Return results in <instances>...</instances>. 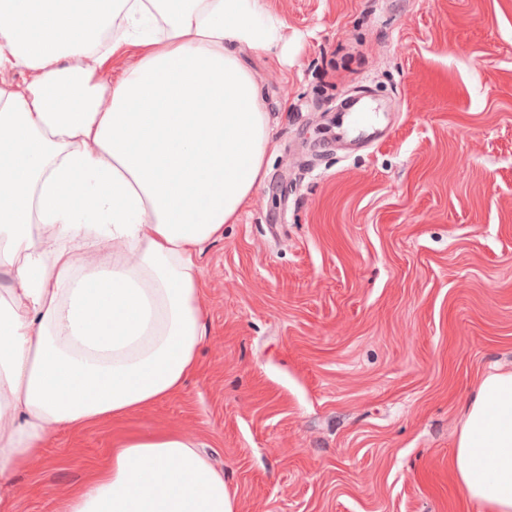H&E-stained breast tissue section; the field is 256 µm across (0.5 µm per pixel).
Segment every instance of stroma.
I'll use <instances>...</instances> for the list:
<instances>
[{"label":"stroma","mask_w":512,"mask_h":512,"mask_svg":"<svg viewBox=\"0 0 512 512\" xmlns=\"http://www.w3.org/2000/svg\"><path fill=\"white\" fill-rule=\"evenodd\" d=\"M262 3L283 38L243 56L276 150L199 260L200 369L54 434L17 512H59L118 442L170 429L234 512H480L450 461L483 376L512 370V0Z\"/></svg>","instance_id":"stroma-1"}]
</instances>
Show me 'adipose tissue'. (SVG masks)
<instances>
[{"label":"adipose tissue","mask_w":512,"mask_h":512,"mask_svg":"<svg viewBox=\"0 0 512 512\" xmlns=\"http://www.w3.org/2000/svg\"><path fill=\"white\" fill-rule=\"evenodd\" d=\"M0 0V512L53 432L152 405L198 370V261L275 150L243 49L283 20L261 0ZM126 46L115 80L97 68ZM452 465L483 512H512V371L486 375ZM62 512H233L177 432L131 437Z\"/></svg>","instance_id":"adipose-tissue-1"}]
</instances>
